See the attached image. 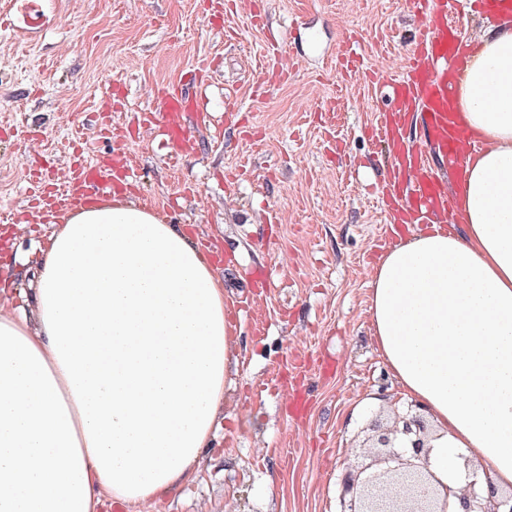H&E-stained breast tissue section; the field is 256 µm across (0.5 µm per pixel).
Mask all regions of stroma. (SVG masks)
Returning <instances> with one entry per match:
<instances>
[{
	"mask_svg": "<svg viewBox=\"0 0 512 512\" xmlns=\"http://www.w3.org/2000/svg\"><path fill=\"white\" fill-rule=\"evenodd\" d=\"M37 34L0 0V225L11 251L51 230L33 220L31 160L51 183L71 163L124 153L131 199L184 226L233 300L237 388L198 478L144 512H340L347 467L369 463L374 420L405 397L368 323L371 270L385 251L377 200L388 160L371 128L388 97L368 79L339 90L350 38L393 74L415 36L407 0H37ZM292 63L275 78L268 55ZM203 67L192 152L173 157L142 112ZM112 106L113 138L89 114ZM26 214L23 230L11 228ZM272 275L256 292L253 272Z\"/></svg>",
	"mask_w": 512,
	"mask_h": 512,
	"instance_id": "35a3bbf8",
	"label": "stroma"
}]
</instances>
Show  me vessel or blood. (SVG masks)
<instances>
[{
  "label": "vessel or blood",
  "mask_w": 512,
  "mask_h": 512,
  "mask_svg": "<svg viewBox=\"0 0 512 512\" xmlns=\"http://www.w3.org/2000/svg\"><path fill=\"white\" fill-rule=\"evenodd\" d=\"M463 2L413 0L420 22L416 46L407 66L383 80L396 105L391 111L379 114L377 130L400 150L391 165L388 203L411 224L450 222L446 178L460 176L465 163L460 149L464 134L456 116L455 91L448 84V73L455 68L461 50L456 21L462 14ZM344 53L347 60L342 82L347 85L363 70L367 52L361 44L352 43ZM186 109V99L177 90L168 93L158 111L147 117L148 126L166 132L177 155L192 144L191 132L184 123ZM413 112L419 113L426 140L446 167V174L435 172L423 154L404 147V125ZM103 178V172L87 166L70 168L67 193H54L49 183L42 180L34 188L35 201L49 216L59 215L85 202L88 188Z\"/></svg>",
  "instance_id": "b4317fda"
}]
</instances>
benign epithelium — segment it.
I'll list each match as a JSON object with an SVG mask.
<instances>
[{
  "label": "benign epithelium",
  "mask_w": 512,
  "mask_h": 512,
  "mask_svg": "<svg viewBox=\"0 0 512 512\" xmlns=\"http://www.w3.org/2000/svg\"><path fill=\"white\" fill-rule=\"evenodd\" d=\"M428 427L417 413L395 414L389 425L372 424L369 447L377 449L374 463L351 468L342 476L340 512H445L439 507L441 483L435 479L425 446ZM470 480L455 492L466 512H512V494L483 498L478 471L464 462Z\"/></svg>",
  "instance_id": "1"
}]
</instances>
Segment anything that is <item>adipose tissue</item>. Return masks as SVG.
<instances>
[{"mask_svg":"<svg viewBox=\"0 0 512 512\" xmlns=\"http://www.w3.org/2000/svg\"><path fill=\"white\" fill-rule=\"evenodd\" d=\"M455 88L480 147L434 226L372 270L377 349L432 423V470L464 460L512 492V22L476 36ZM0 281V512H142L193 481L223 418L238 332L200 243L128 197L68 213Z\"/></svg>","mask_w":512,"mask_h":512,"instance_id":"obj_1","label":"adipose tissue"}]
</instances>
